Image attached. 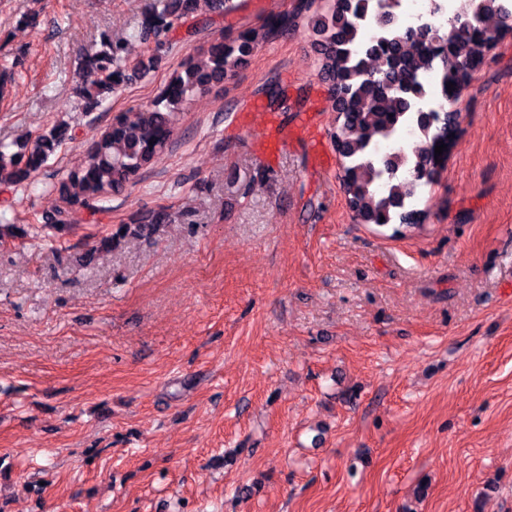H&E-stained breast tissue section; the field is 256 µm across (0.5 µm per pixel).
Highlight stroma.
<instances>
[{
	"label": "stroma",
	"mask_w": 512,
	"mask_h": 512,
	"mask_svg": "<svg viewBox=\"0 0 512 512\" xmlns=\"http://www.w3.org/2000/svg\"><path fill=\"white\" fill-rule=\"evenodd\" d=\"M234 2L199 6L88 111L85 55L105 32L148 61L156 0H0V64H16L0 142L71 134L0 191V224L25 230L0 246V512H512V33L456 98L427 218L404 235L347 206L303 26L187 101L125 191L60 197L114 115L296 4ZM56 209L72 231H36ZM152 211L157 234L99 250Z\"/></svg>",
	"instance_id": "35a3bbf8"
}]
</instances>
